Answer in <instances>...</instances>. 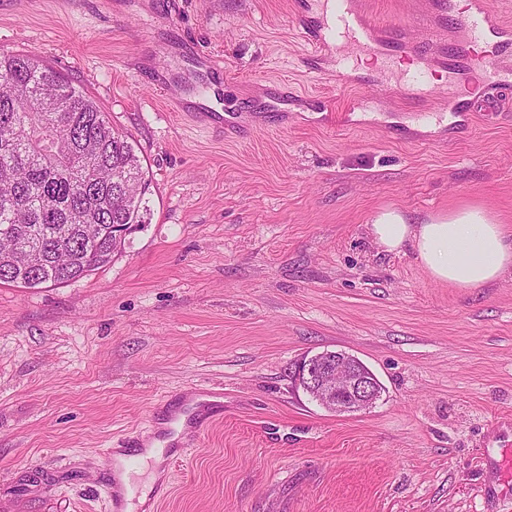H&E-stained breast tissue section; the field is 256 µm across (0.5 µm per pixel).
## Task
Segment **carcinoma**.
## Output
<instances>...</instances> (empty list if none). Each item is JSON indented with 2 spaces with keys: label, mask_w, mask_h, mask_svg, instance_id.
Masks as SVG:
<instances>
[{
  "label": "carcinoma",
  "mask_w": 512,
  "mask_h": 512,
  "mask_svg": "<svg viewBox=\"0 0 512 512\" xmlns=\"http://www.w3.org/2000/svg\"><path fill=\"white\" fill-rule=\"evenodd\" d=\"M133 140L78 85L37 57L0 50V239L27 238L38 265L7 260L0 282L76 281L125 246L116 224L151 221Z\"/></svg>",
  "instance_id": "carcinoma-1"
}]
</instances>
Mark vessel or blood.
Here are the masks:
<instances>
[{
	"instance_id": "obj_1",
	"label": "vessel or blood",
	"mask_w": 512,
	"mask_h": 512,
	"mask_svg": "<svg viewBox=\"0 0 512 512\" xmlns=\"http://www.w3.org/2000/svg\"><path fill=\"white\" fill-rule=\"evenodd\" d=\"M298 17V35L308 47L307 72L327 80L337 89L358 90L363 82L356 78L355 60L371 57L388 65L407 55L420 58L423 73L440 68L453 77L461 89L445 107L435 108L434 118L449 114L465 117L470 100L464 99L473 79H480L481 99L496 107L507 85L512 84V26L502 18L496 0H471L464 21L453 24L454 0H439L425 18L421 40H413L407 29L390 31L371 18L363 0H292ZM201 130L220 129L225 134H241L237 113L221 114L210 120L208 113L196 115ZM170 422L184 420L190 437H200L217 412L206 401H186L175 395ZM113 512H126V500L116 473L103 476Z\"/></svg>"
}]
</instances>
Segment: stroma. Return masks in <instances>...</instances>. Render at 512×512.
Here are the masks:
<instances>
[{
  "instance_id": "obj_1",
  "label": "stroma",
  "mask_w": 512,
  "mask_h": 512,
  "mask_svg": "<svg viewBox=\"0 0 512 512\" xmlns=\"http://www.w3.org/2000/svg\"><path fill=\"white\" fill-rule=\"evenodd\" d=\"M369 8L421 38L415 0ZM0 49L109 112L149 168L153 210L86 277L0 283V512H110L106 448L198 388L224 414L159 512H501L512 278L436 282L367 226L389 207L422 221L479 207L512 230V100L465 133L382 134L447 81L395 85L367 57L371 85L348 107L305 73L288 0H0ZM283 81L307 91L287 129L228 139L181 118L254 111ZM327 350L374 373L372 407L336 413L302 391L299 363Z\"/></svg>"
}]
</instances>
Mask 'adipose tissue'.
<instances>
[{
    "label": "adipose tissue",
    "mask_w": 512,
    "mask_h": 512,
    "mask_svg": "<svg viewBox=\"0 0 512 512\" xmlns=\"http://www.w3.org/2000/svg\"><path fill=\"white\" fill-rule=\"evenodd\" d=\"M369 233L388 252L410 249L432 280L478 288L512 276V231L485 211L463 209L415 224L397 209L376 215Z\"/></svg>",
    "instance_id": "ef3b65f1"
}]
</instances>
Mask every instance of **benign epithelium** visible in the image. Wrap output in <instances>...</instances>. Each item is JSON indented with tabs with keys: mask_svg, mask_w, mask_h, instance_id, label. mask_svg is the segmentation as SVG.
I'll list each match as a JSON object with an SVG mask.
<instances>
[{
	"mask_svg": "<svg viewBox=\"0 0 512 512\" xmlns=\"http://www.w3.org/2000/svg\"><path fill=\"white\" fill-rule=\"evenodd\" d=\"M300 387L319 405L332 412L361 411L380 396L374 375L354 356L324 351L304 358L298 368Z\"/></svg>",
	"mask_w": 512,
	"mask_h": 512,
	"instance_id": "1",
	"label": "benign epithelium"
}]
</instances>
